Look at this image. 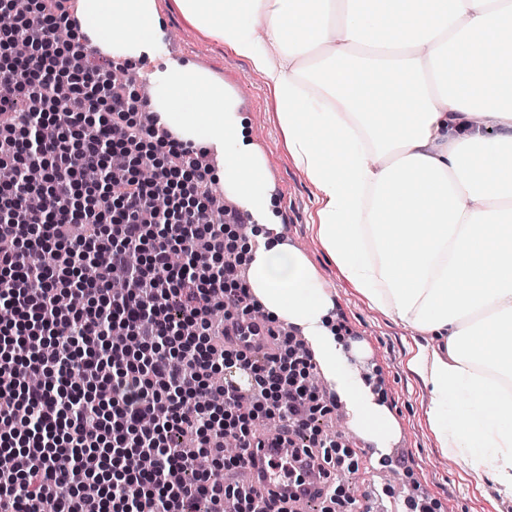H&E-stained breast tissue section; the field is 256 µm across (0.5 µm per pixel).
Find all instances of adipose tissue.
I'll use <instances>...</instances> for the list:
<instances>
[{"label": "adipose tissue", "mask_w": 512, "mask_h": 512, "mask_svg": "<svg viewBox=\"0 0 512 512\" xmlns=\"http://www.w3.org/2000/svg\"><path fill=\"white\" fill-rule=\"evenodd\" d=\"M262 74L282 143L315 189V235L374 307L428 336L408 364L442 448L512 497V0H175ZM103 54L153 55L154 0H77ZM158 122L212 148L225 189L272 220L265 165L224 82L172 61ZM249 286L321 335L332 300L303 257L258 233Z\"/></svg>", "instance_id": "ef3b65f1"}]
</instances>
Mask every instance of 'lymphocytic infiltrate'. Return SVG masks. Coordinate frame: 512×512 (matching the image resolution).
<instances>
[{"label":"lymphocytic infiltrate","mask_w":512,"mask_h":512,"mask_svg":"<svg viewBox=\"0 0 512 512\" xmlns=\"http://www.w3.org/2000/svg\"><path fill=\"white\" fill-rule=\"evenodd\" d=\"M71 0H0V163L38 169L0 189V512H264L255 492L214 471L245 469L252 448L301 449L328 478L320 512H358L341 486L354 449L316 422L333 405L308 386L310 351L282 334L257 355V302L212 216L203 151L173 139L86 55ZM141 148L151 182L126 166L113 198L114 150ZM98 181L78 188L84 170ZM108 263L75 272L89 256ZM122 280L123 293L112 290ZM224 310L234 339L214 328ZM224 375L216 384V375ZM193 447H181L184 437ZM237 451L225 456L224 439Z\"/></svg>","instance_id":"f902f5d3"}]
</instances>
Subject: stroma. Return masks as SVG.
Wrapping results in <instances>:
<instances>
[{
    "mask_svg": "<svg viewBox=\"0 0 512 512\" xmlns=\"http://www.w3.org/2000/svg\"><path fill=\"white\" fill-rule=\"evenodd\" d=\"M155 2L166 30L168 55L223 80L251 144L264 160L279 234L304 255L330 293L329 325L340 323L347 330L344 352L357 344L371 360L364 389L393 420L400 462L384 469L371 462L366 438L354 416H347L340 431L360 451L359 469L350 475V482L361 494L375 489L372 512H402L412 493L436 502L437 512H512V499L504 498L491 481L476 477L465 462L448 461L441 448L429 420V393L408 366L409 349L419 343V335L351 288L315 237L310 224L314 189L279 142L276 104L263 76L223 44L188 25L173 0Z\"/></svg>",
    "mask_w": 512,
    "mask_h": 512,
    "instance_id": "1",
    "label": "stroma"
}]
</instances>
